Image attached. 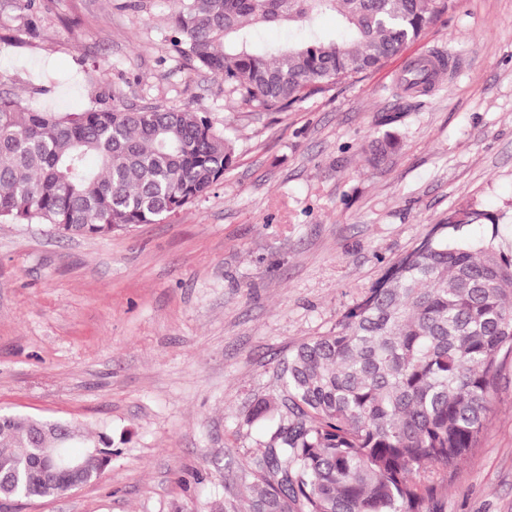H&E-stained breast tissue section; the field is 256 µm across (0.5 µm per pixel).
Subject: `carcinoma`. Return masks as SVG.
<instances>
[{
	"label": "carcinoma",
	"mask_w": 512,
	"mask_h": 512,
	"mask_svg": "<svg viewBox=\"0 0 512 512\" xmlns=\"http://www.w3.org/2000/svg\"><path fill=\"white\" fill-rule=\"evenodd\" d=\"M175 46L224 81L233 97L286 112L308 95L381 68L440 20L455 0H172ZM337 14L336 35L314 32ZM268 23L298 25V44L269 52ZM448 66L434 52L409 61L398 89L424 92ZM399 147L370 145L379 167ZM96 160V167L88 165ZM234 160L230 138L188 108L113 106L30 112L0 97V222L45 224L60 236H106L154 224L205 196ZM437 224L390 266L336 327L279 363V391L251 424L276 428L241 469L243 498L215 512H441L448 471L477 448L491 413L502 352H512V261L489 244L460 245ZM80 442L81 485L111 462L112 436L68 422L0 414V499L56 496L68 477L28 464L42 448Z\"/></svg>",
	"instance_id": "cac0c4a2"
}]
</instances>
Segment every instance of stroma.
Masks as SVG:
<instances>
[{"mask_svg":"<svg viewBox=\"0 0 512 512\" xmlns=\"http://www.w3.org/2000/svg\"><path fill=\"white\" fill-rule=\"evenodd\" d=\"M0 0V93L29 111L207 113L236 162L203 198L108 237L0 224V411L114 440L102 477L0 512H210L276 422L246 424L291 348L334 328L449 214L461 244L512 256V0H456L380 69L285 112L228 96L177 52L171 0ZM439 50L424 93L396 81ZM397 114L385 126L384 115ZM400 150L366 165L362 146ZM442 512H512V355ZM398 147V138L394 134L388 132L382 140L372 142L367 160L373 167H380L395 154Z\"/></svg>","mask_w":512,"mask_h":512,"instance_id":"stroma-1","label":"stroma"}]
</instances>
